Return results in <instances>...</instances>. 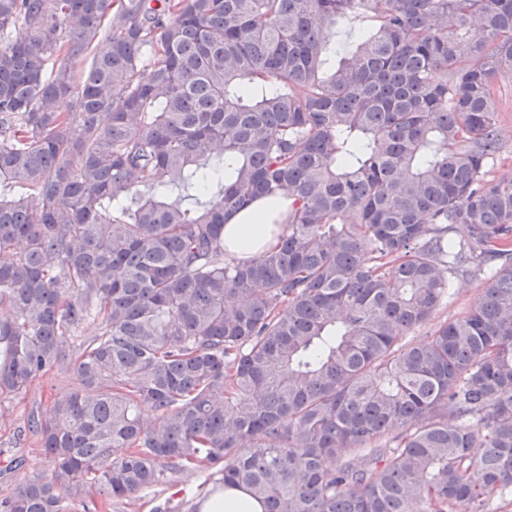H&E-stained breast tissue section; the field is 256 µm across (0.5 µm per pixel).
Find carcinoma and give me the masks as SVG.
I'll use <instances>...</instances> for the list:
<instances>
[{
    "label": "carcinoma",
    "instance_id": "1",
    "mask_svg": "<svg viewBox=\"0 0 512 512\" xmlns=\"http://www.w3.org/2000/svg\"><path fill=\"white\" fill-rule=\"evenodd\" d=\"M358 10L376 24L326 66ZM511 70L512 0H0V399L77 377L30 419L51 469L0 512L191 470L202 500L157 512L512 493V179L485 171ZM284 188L288 235L231 257L224 215ZM485 285L486 281L482 276L452 277L449 298L438 307L430 321L412 330L406 340L413 345L421 344L436 326L454 320L466 312ZM227 496L228 500L224 497L211 504L205 503L202 512H262L260 505L252 499L249 500L242 492L230 490Z\"/></svg>",
    "mask_w": 512,
    "mask_h": 512
}]
</instances>
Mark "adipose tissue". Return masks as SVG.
Returning a JSON list of instances; mask_svg holds the SVG:
<instances>
[{
	"label": "adipose tissue",
	"instance_id": "obj_1",
	"mask_svg": "<svg viewBox=\"0 0 512 512\" xmlns=\"http://www.w3.org/2000/svg\"><path fill=\"white\" fill-rule=\"evenodd\" d=\"M293 203L288 192L273 197H258L245 208L226 216L224 246L233 257L258 256L279 242L273 234L274 225L282 223Z\"/></svg>",
	"mask_w": 512,
	"mask_h": 512
}]
</instances>
